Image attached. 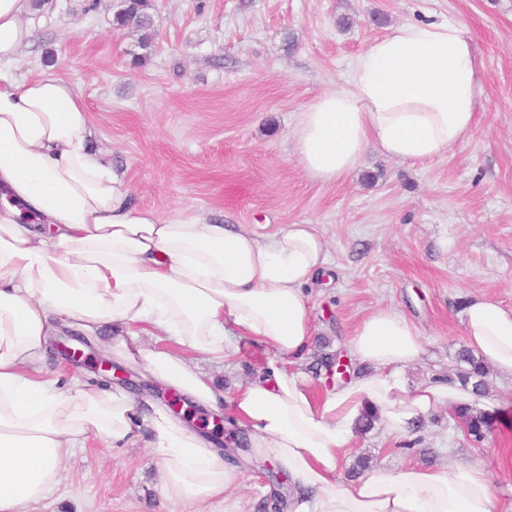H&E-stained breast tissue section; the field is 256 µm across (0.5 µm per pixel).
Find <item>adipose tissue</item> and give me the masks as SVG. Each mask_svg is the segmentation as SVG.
I'll return each instance as SVG.
<instances>
[{
  "instance_id": "obj_1",
  "label": "adipose tissue",
  "mask_w": 512,
  "mask_h": 512,
  "mask_svg": "<svg viewBox=\"0 0 512 512\" xmlns=\"http://www.w3.org/2000/svg\"><path fill=\"white\" fill-rule=\"evenodd\" d=\"M32 0H0V512H30L59 480V464L93 438L124 447L137 403L85 383L59 391L44 373L51 338L69 329L96 338L120 323L113 357L141 368L191 403L228 414L255 453L270 455L298 488L284 512H498L486 465L408 464L348 481L341 458L365 408L389 436L440 408L490 410L451 381L407 389L401 375L422 344L393 309L368 315L350 353L366 374L314 389L293 364L314 327L304 288L326 263L311 224L257 236L195 214L167 220L135 206L121 177L91 151L93 128L72 84L50 72L15 75L33 33ZM480 94L470 27L408 23L372 40L350 88L323 94L301 112L299 160L333 181L368 148L413 163L465 142ZM469 348L496 378L512 381V308L483 297L464 308ZM161 333L178 352L143 348ZM268 354L269 376L232 399L189 356L223 360L231 337ZM162 491L177 503L218 502L238 478L211 441L158 410L147 419Z\"/></svg>"
}]
</instances>
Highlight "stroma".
<instances>
[{
  "mask_svg": "<svg viewBox=\"0 0 512 512\" xmlns=\"http://www.w3.org/2000/svg\"><path fill=\"white\" fill-rule=\"evenodd\" d=\"M154 35L115 29L116 0H50L29 15L33 44L20 77L51 71L85 104L93 149L132 189L134 205L168 219L200 214L266 235L287 224L323 234L329 269L308 289L316 337L348 352L370 313L394 309L417 327L423 351L408 387L454 377L466 347L464 305L485 297L512 307V0H153ZM459 19L471 28L481 94L472 136L444 156L411 164L369 149L333 182L300 163V112L348 88L369 42L404 23ZM104 330L79 364L49 349L47 367L104 384L95 364ZM221 363L193 355L225 394L260 376L265 355L242 339ZM421 442L359 434L343 458L396 470L428 461L487 463L502 512H512V424L481 445L439 411ZM146 427L123 448L93 439L62 464L61 482L34 512H197L168 500ZM229 494L242 512H274L284 474L241 452Z\"/></svg>",
  "mask_w": 512,
  "mask_h": 512,
  "instance_id": "35a3bbf8",
  "label": "stroma"
}]
</instances>
